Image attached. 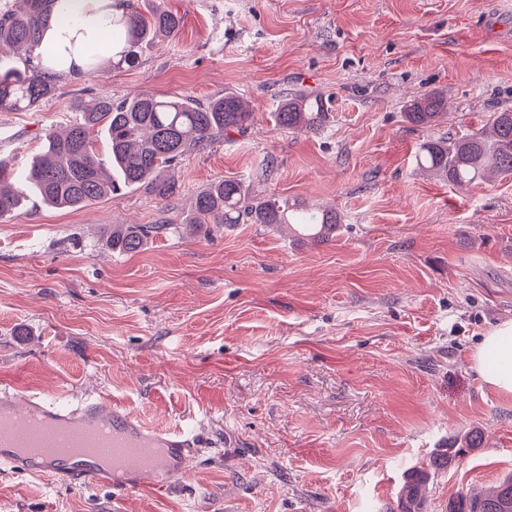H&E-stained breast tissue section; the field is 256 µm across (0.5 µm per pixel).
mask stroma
<instances>
[{
    "label": "stroma",
    "instance_id": "stroma-1",
    "mask_svg": "<svg viewBox=\"0 0 512 512\" xmlns=\"http://www.w3.org/2000/svg\"><path fill=\"white\" fill-rule=\"evenodd\" d=\"M131 3L178 12L181 30L136 67L102 57L40 107L0 111V159L22 174L47 129L101 98L231 92L251 123L170 169L171 198L32 197L0 219V383L98 399L195 447L170 482L118 498L0 466V512H385L408 468L474 431L425 512L512 472V397L471 368L512 320V179L459 187L415 159L512 110V0ZM425 94L448 111L420 128L403 112ZM291 95L322 103L318 131L275 124ZM227 177L342 228L315 245L262 224L192 230L197 194ZM163 222L139 252L107 246L113 225Z\"/></svg>",
    "mask_w": 512,
    "mask_h": 512
}]
</instances>
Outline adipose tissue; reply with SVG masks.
Masks as SVG:
<instances>
[{"label":"adipose tissue","instance_id":"adipose-tissue-1","mask_svg":"<svg viewBox=\"0 0 512 512\" xmlns=\"http://www.w3.org/2000/svg\"><path fill=\"white\" fill-rule=\"evenodd\" d=\"M113 0H65L68 23L52 24L45 33V44L63 58L62 69L81 66L84 50L98 46L111 54L112 42L106 33L112 19ZM472 367L492 389L512 396V320L497 324L482 337L472 355Z\"/></svg>","mask_w":512,"mask_h":512}]
</instances>
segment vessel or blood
Masks as SVG:
<instances>
[{
	"label": "vessel or blood",
	"mask_w": 512,
	"mask_h": 512,
	"mask_svg": "<svg viewBox=\"0 0 512 512\" xmlns=\"http://www.w3.org/2000/svg\"><path fill=\"white\" fill-rule=\"evenodd\" d=\"M5 408L12 410L19 421L25 414L39 413L47 437L71 444L84 440L89 425L106 423L112 430L114 447L126 455L125 460L114 462L109 468L100 464L91 453L44 460L23 456L17 452L15 443L0 438V462L33 475L70 482L91 481L122 494L141 486L149 477L158 483L165 482L170 475L182 470L192 451L193 443L183 432L147 428L125 411H103L95 400L65 408L4 386L0 388V410Z\"/></svg>",
	"instance_id": "vessel-or-blood-1"
}]
</instances>
